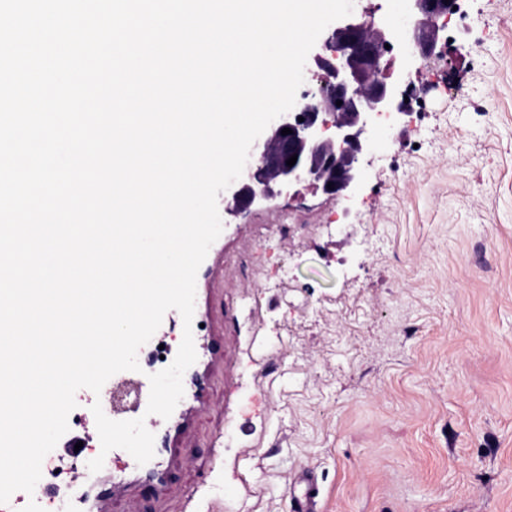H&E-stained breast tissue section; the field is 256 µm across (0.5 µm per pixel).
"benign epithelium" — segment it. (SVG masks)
<instances>
[{
  "mask_svg": "<svg viewBox=\"0 0 512 512\" xmlns=\"http://www.w3.org/2000/svg\"><path fill=\"white\" fill-rule=\"evenodd\" d=\"M407 2V21L400 26L351 14L329 29L324 52L311 58L320 75L317 92L309 102L296 101L251 147L242 176L224 197V210L246 212L301 185L331 198H352L363 178L361 159L372 147L376 117L406 114L410 108L405 102L410 91L402 89V79H391L385 55L397 44L411 46L422 56L433 54L439 20L457 5V0ZM284 128L292 133L281 134ZM293 155L297 161L290 167L286 161Z\"/></svg>",
  "mask_w": 512,
  "mask_h": 512,
  "instance_id": "obj_1",
  "label": "benign epithelium"
}]
</instances>
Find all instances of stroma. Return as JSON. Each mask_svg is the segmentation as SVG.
<instances>
[{"instance_id": "obj_1", "label": "stroma", "mask_w": 512, "mask_h": 512, "mask_svg": "<svg viewBox=\"0 0 512 512\" xmlns=\"http://www.w3.org/2000/svg\"><path fill=\"white\" fill-rule=\"evenodd\" d=\"M458 5L351 200L222 214L192 331L224 362L150 512H295L306 471L318 512H512V0Z\"/></svg>"}]
</instances>
